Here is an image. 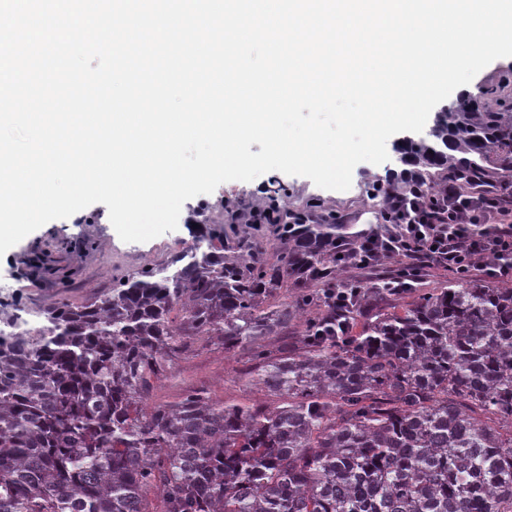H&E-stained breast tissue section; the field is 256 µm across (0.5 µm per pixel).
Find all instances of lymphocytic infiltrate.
Masks as SVG:
<instances>
[{
    "instance_id": "f902f5d3",
    "label": "lymphocytic infiltrate",
    "mask_w": 512,
    "mask_h": 512,
    "mask_svg": "<svg viewBox=\"0 0 512 512\" xmlns=\"http://www.w3.org/2000/svg\"><path fill=\"white\" fill-rule=\"evenodd\" d=\"M382 217L390 232L364 234L353 254L337 242V257H353L361 269L389 258L464 277L478 268L495 278H512V188L505 182L470 176L461 184L453 178L436 191L412 184L387 195Z\"/></svg>"
}]
</instances>
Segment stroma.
Wrapping results in <instances>:
<instances>
[{
    "mask_svg": "<svg viewBox=\"0 0 512 512\" xmlns=\"http://www.w3.org/2000/svg\"><path fill=\"white\" fill-rule=\"evenodd\" d=\"M472 99L495 112L512 103V57L500 58L482 69L472 81ZM398 137L387 142L388 161L359 163L348 190L317 187L303 176L279 171L264 173L250 182L229 181L214 192L186 201L176 230L147 242H123L109 218L106 205L95 203L66 219L53 220L23 238L0 256V314L21 311L30 326H39L43 310L61 300L80 303L108 292L118 278L144 264L173 259L191 245L210 217L223 212L225 224H237L244 212L261 209L276 199L282 212L305 207L313 218L327 213L349 227L350 233L385 231L382 200L372 199L376 182L400 184L411 168L396 151ZM244 357L222 348L196 343L180 360L172 377L159 381L152 393L155 404H172L190 388H206L213 401L248 405L261 394L242 381H232L231 371L243 368Z\"/></svg>",
    "mask_w": 512,
    "mask_h": 512,
    "instance_id": "1",
    "label": "stroma"
}]
</instances>
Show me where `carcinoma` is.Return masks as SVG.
<instances>
[{
	"label": "carcinoma",
	"mask_w": 512,
	"mask_h": 512,
	"mask_svg": "<svg viewBox=\"0 0 512 512\" xmlns=\"http://www.w3.org/2000/svg\"><path fill=\"white\" fill-rule=\"evenodd\" d=\"M512 171V113L461 98L401 147ZM277 224L271 258L224 221L171 262L0 327V512H512V287L485 281L336 322L334 222ZM232 255H224V248ZM293 280L302 292L271 308ZM198 339L247 355L270 404L149 403Z\"/></svg>",
	"instance_id": "obj_1"
}]
</instances>
